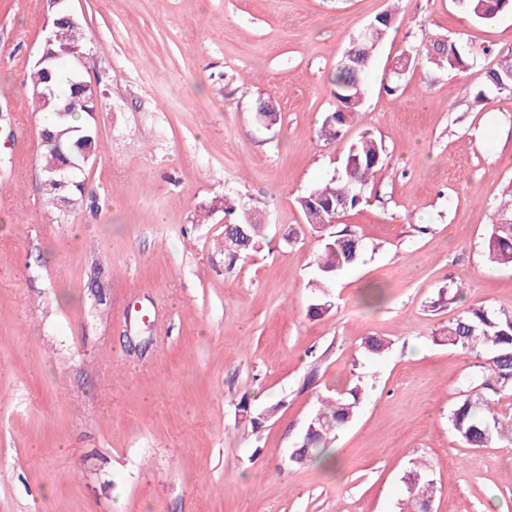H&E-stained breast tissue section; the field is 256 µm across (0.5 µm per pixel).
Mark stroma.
Returning a JSON list of instances; mask_svg holds the SVG:
<instances>
[{"label":"stroma","mask_w":512,"mask_h":512,"mask_svg":"<svg viewBox=\"0 0 512 512\" xmlns=\"http://www.w3.org/2000/svg\"><path fill=\"white\" fill-rule=\"evenodd\" d=\"M67 4L103 149L62 212L43 203L45 120L23 84L53 12L0 0V512H399L420 462L432 512H512V447H463L448 421L478 360L436 340L464 305L512 312V270L484 253L512 196V92L474 102L512 15L481 23L453 0ZM390 12L358 119L324 141L338 61ZM436 34L491 53L394 77ZM365 131L383 162L333 225L364 256L312 317L320 241L297 199ZM228 202L265 217L233 258ZM456 286L462 301L440 302ZM370 336L388 351L367 355ZM356 384L337 470L290 466L321 398Z\"/></svg>","instance_id":"1"}]
</instances>
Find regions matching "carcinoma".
I'll return each mask as SVG.
<instances>
[{"label":"carcinoma","instance_id":"carcinoma-1","mask_svg":"<svg viewBox=\"0 0 512 512\" xmlns=\"http://www.w3.org/2000/svg\"><path fill=\"white\" fill-rule=\"evenodd\" d=\"M457 8L473 19L491 23L498 17L512 12V0H455ZM64 10L54 14L52 26L55 32L53 50L56 54L53 74L47 75L43 67L34 66L27 74L34 100V111L44 110L42 91L47 84L57 88L65 85L69 94L60 98L59 106L67 107L63 117L55 125L41 129L40 139L45 151L42 156L44 171L68 167L82 161V152H99L97 133L90 121V110L95 108L91 101L81 105L77 101L78 90L73 85L75 61L70 54L72 44L71 27ZM394 24V17L387 13L376 18L368 27L366 36L357 50L358 61H339L332 77L336 108L326 115L333 119L329 124V137L336 139L343 130L357 118L366 91L365 74L372 62V54ZM425 51L438 66L453 70H468L477 59L490 53L486 47L465 44L456 37H435L430 39ZM512 70V49L503 54L497 66L483 75V89L476 93L479 103L488 100L486 92L512 89V80L507 72ZM82 114L81 123H72L75 113ZM69 133L62 141L53 138L57 129ZM384 149L382 142L365 132L348 148L341 171L327 182L314 186L302 195L298 205L308 224L322 228L330 224L336 212L326 205L344 197L348 208H355L361 201L362 191L375 170L382 164ZM359 165L354 167L353 176H348L350 160ZM46 207L54 208L60 202L74 207L82 201V184L71 180L59 187L44 190ZM245 235L224 233V249L237 253L252 246L260 232V225H243ZM363 252L362 239L349 232H328L321 235L320 253L316 262V274L312 282L314 297L309 314L320 317L331 309L327 292L334 286L336 270L351 267L358 262ZM488 262L498 265H512V224L496 221L484 242ZM436 340L450 347H461L482 359L480 371L470 383V389L457 401L450 412L451 429L457 440L467 448H484L490 445L512 446V420H504L494 407L497 398L512 394V312H496L484 306H469L448 324L446 332ZM362 389L352 386L336 395L334 399L323 400L311 419L305 434L290 455V461L304 465L319 461L328 449V436L345 425L357 411ZM432 470L425 464L412 466L402 477L407 501L413 506L411 512H429L430 501L436 493Z\"/></svg>","mask_w":512,"mask_h":512}]
</instances>
